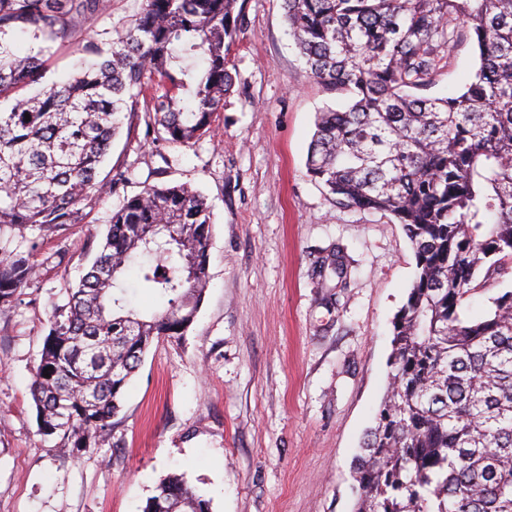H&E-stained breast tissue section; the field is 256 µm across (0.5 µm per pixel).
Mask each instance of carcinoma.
<instances>
[{
	"mask_svg": "<svg viewBox=\"0 0 512 512\" xmlns=\"http://www.w3.org/2000/svg\"><path fill=\"white\" fill-rule=\"evenodd\" d=\"M239 0H141L99 36L108 0H0V36L21 29L75 44L80 72L47 88L42 52L0 42V226L43 236L79 224L123 113H144L155 145L205 136L234 86ZM288 33L315 82L342 100L315 115L306 167L340 208L403 225L416 277L392 321L388 388L354 466V512H512V0H283ZM469 43L480 64L461 92L428 90ZM30 119H25V115ZM213 213L187 184L123 198L86 273L64 282L30 384L39 431L60 448L108 440L129 378L153 341L178 339L208 280ZM39 244L0 245V308L35 278ZM346 278L341 256L316 276ZM162 307L132 303L127 281ZM494 292L478 315L477 295ZM52 370H47V367ZM49 377H44L43 371ZM209 512L183 478L143 512Z\"/></svg>",
	"mask_w": 512,
	"mask_h": 512,
	"instance_id": "obj_1",
	"label": "carcinoma"
}]
</instances>
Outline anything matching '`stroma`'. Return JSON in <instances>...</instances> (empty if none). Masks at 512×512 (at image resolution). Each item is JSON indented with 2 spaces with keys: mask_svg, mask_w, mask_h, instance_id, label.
<instances>
[{
  "mask_svg": "<svg viewBox=\"0 0 512 512\" xmlns=\"http://www.w3.org/2000/svg\"><path fill=\"white\" fill-rule=\"evenodd\" d=\"M235 86L210 131L155 147L143 113L115 141L128 183L93 196L83 223L45 240L15 307L0 309V512H142L172 474L209 512H352V468L387 385L391 321L416 263L387 214L342 209L310 180L315 112L330 96L288 34L282 0H244ZM478 59L459 45L431 92H458ZM178 182L213 206L210 279L183 339L155 341L124 389L112 435L64 450L39 434L29 393L65 281L87 264L110 214L144 183ZM341 251L345 282L319 286ZM332 274L341 279V282L346 278V271L341 256L339 252L336 253L335 251L323 257L316 270V276L321 281H326Z\"/></svg>",
  "mask_w": 512,
  "mask_h": 512,
  "instance_id": "35a3bbf8",
  "label": "stroma"
}]
</instances>
